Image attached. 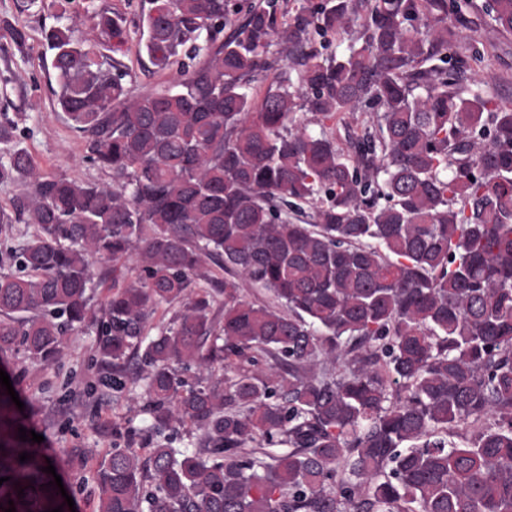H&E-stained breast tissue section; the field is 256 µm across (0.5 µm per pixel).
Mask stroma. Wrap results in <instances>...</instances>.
<instances>
[{
    "label": "stroma",
    "mask_w": 512,
    "mask_h": 512,
    "mask_svg": "<svg viewBox=\"0 0 512 512\" xmlns=\"http://www.w3.org/2000/svg\"><path fill=\"white\" fill-rule=\"evenodd\" d=\"M148 0H55L53 11L40 5L23 6L22 0H0V22L26 29L31 49L19 54L0 37V113H8L21 132L20 144L44 171L60 172L84 182L111 181L87 156L85 141L53 109L52 53L43 45V31L57 17L72 23L75 39L92 44L98 58L109 54V44L97 23L100 13L121 20L129 40L116 59L126 73L133 93L154 91L166 85L175 65H156L142 50V19ZM480 43L493 55L491 71L507 75L495 101L512 106V34L494 30L488 17L465 25L459 48ZM0 369L15 381L24 403L27 429L43 435L44 454L57 463L67 492L73 493L76 512H95L99 489L91 478L98 460L108 450L124 446L128 430L145 427L143 388L115 391L102 384L104 370L97 352L95 328L66 336L63 356L48 368H27L22 355H0Z\"/></svg>",
    "instance_id": "35a3bbf8"
}]
</instances>
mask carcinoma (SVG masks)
Returning a JSON list of instances; mask_svg holds the SVG:
<instances>
[{
    "label": "carcinoma",
    "mask_w": 512,
    "mask_h": 512,
    "mask_svg": "<svg viewBox=\"0 0 512 512\" xmlns=\"http://www.w3.org/2000/svg\"><path fill=\"white\" fill-rule=\"evenodd\" d=\"M150 4L148 56L196 59L152 92L44 30L56 110L112 181L41 170L0 122V182L23 186L0 233L34 226L0 273V353L51 366L93 325L103 384L145 392L96 512H512V108L476 84L488 50L450 52L479 13L511 34L512 0H323L281 23L276 0ZM98 26L121 51L123 26ZM327 32L353 37L325 55ZM273 45L287 64L257 104ZM361 111L346 151L328 123ZM19 427L0 388V512H71Z\"/></svg>",
    "instance_id": "1"
}]
</instances>
